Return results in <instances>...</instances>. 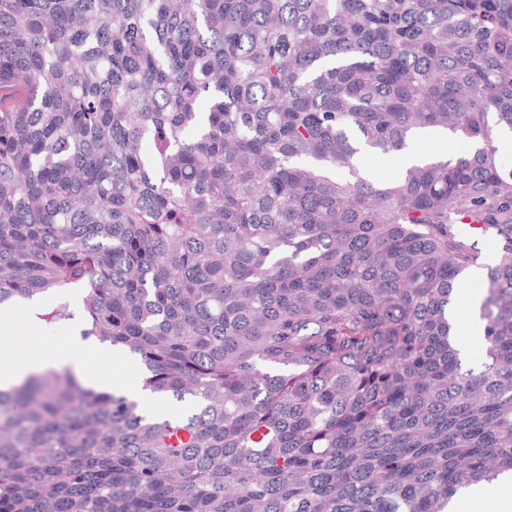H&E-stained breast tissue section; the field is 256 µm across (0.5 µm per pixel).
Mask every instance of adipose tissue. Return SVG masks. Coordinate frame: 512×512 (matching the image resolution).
I'll use <instances>...</instances> for the list:
<instances>
[{"label": "adipose tissue", "mask_w": 512, "mask_h": 512, "mask_svg": "<svg viewBox=\"0 0 512 512\" xmlns=\"http://www.w3.org/2000/svg\"><path fill=\"white\" fill-rule=\"evenodd\" d=\"M83 349L79 345L66 343L53 356L46 357L12 347L0 346V386L6 387L19 382L27 375L50 367L73 365L78 367L83 381L102 391L111 390L112 365L115 355L112 350L99 348L95 351L96 367L86 368L81 364Z\"/></svg>", "instance_id": "ef3b65f1"}]
</instances>
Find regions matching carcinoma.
I'll use <instances>...</instances> for the list:
<instances>
[{"instance_id": "cac0c4a2", "label": "carcinoma", "mask_w": 512, "mask_h": 512, "mask_svg": "<svg viewBox=\"0 0 512 512\" xmlns=\"http://www.w3.org/2000/svg\"><path fill=\"white\" fill-rule=\"evenodd\" d=\"M483 146L362 175L419 131ZM512 0H0V306L159 403L0 388V512H446L512 472ZM496 230L482 369L448 309ZM399 156L388 157L374 152L362 155L361 165L378 179L393 180L400 171ZM461 216L451 214L450 223L454 224L455 227L464 229L470 238V243H473L478 251H481V260L484 261L485 255H491L496 257L499 251V237L496 236V232L492 229L482 230L481 223H463ZM471 225H477L478 228H473Z\"/></svg>"}]
</instances>
